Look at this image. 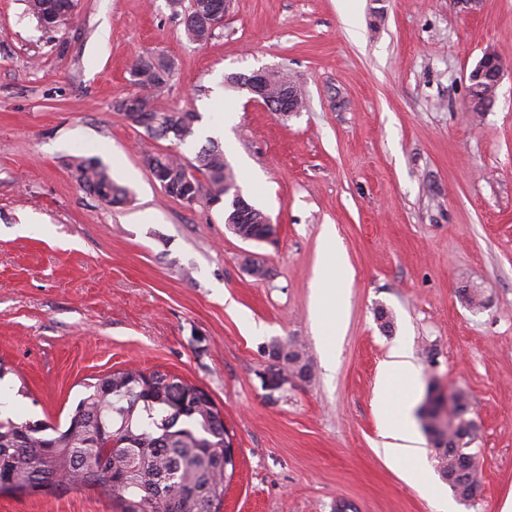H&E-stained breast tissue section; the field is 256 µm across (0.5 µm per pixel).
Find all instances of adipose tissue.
Here are the masks:
<instances>
[{
	"instance_id": "1",
	"label": "adipose tissue",
	"mask_w": 512,
	"mask_h": 512,
	"mask_svg": "<svg viewBox=\"0 0 512 512\" xmlns=\"http://www.w3.org/2000/svg\"><path fill=\"white\" fill-rule=\"evenodd\" d=\"M321 240L323 251L330 256L331 262L319 264L316 268L312 284L314 316L326 335L337 338L342 329L339 314L346 304L341 286L349 280L350 269L333 226H323ZM418 379V368L412 361L409 346L402 344L393 348L388 360L382 364L380 434L385 440L383 450L386 457L398 463L408 474L426 471L422 452L414 445L416 435L412 410Z\"/></svg>"
}]
</instances>
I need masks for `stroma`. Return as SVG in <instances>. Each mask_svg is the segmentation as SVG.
Masks as SVG:
<instances>
[{"mask_svg":"<svg viewBox=\"0 0 512 512\" xmlns=\"http://www.w3.org/2000/svg\"><path fill=\"white\" fill-rule=\"evenodd\" d=\"M190 0H79L46 29L0 0V415L66 424L85 383L159 370L206 390L236 467L221 512H435L381 450L380 366L407 343L416 406L460 390L482 489L455 512L512 500V68L484 112L468 74L512 65V0H232L189 42ZM177 70L156 111L196 113L186 145L148 136L114 104L139 55ZM285 68L306 110L284 117L225 78ZM244 196L275 227L233 234L217 206L168 196L142 149L193 160L208 128ZM130 192H86L71 156ZM334 225L352 270L341 341L319 335L312 282ZM252 253L270 269L242 267ZM483 289L487 305L461 291ZM392 325L383 327L378 310ZM301 348L303 380L273 346ZM0 512H117L101 489L0 494ZM495 66V69L493 70L491 76L493 77V87L494 95L491 96L492 99H494L496 90L501 82V79L505 73V71L508 70L509 65L507 62L500 57L496 52L493 50H486L484 51L482 57L476 64V66L470 71L468 75V79L470 82H476L478 79L481 78V76L484 75V73L491 67ZM477 77V79H475Z\"/></svg>","mask_w":512,"mask_h":512,"instance_id":"obj_1","label":"stroma"}]
</instances>
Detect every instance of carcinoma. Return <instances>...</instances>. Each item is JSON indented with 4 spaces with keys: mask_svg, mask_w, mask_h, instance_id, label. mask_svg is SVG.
<instances>
[{
    "mask_svg": "<svg viewBox=\"0 0 512 512\" xmlns=\"http://www.w3.org/2000/svg\"><path fill=\"white\" fill-rule=\"evenodd\" d=\"M27 13L45 28H56L72 19L68 5L76 0H25ZM135 84L146 102L164 90L175 72L173 58L140 55L135 61ZM269 96L293 86L295 104L304 105L301 88L286 71L274 73ZM155 129L160 139L166 128L183 121L176 111L156 112ZM142 154L156 163L154 172L168 184L167 194L180 198L189 189L194 200L216 202L236 176L217 142L200 147L190 164L182 156L145 149ZM77 182L102 202L125 203L129 191L118 185L108 168L95 157H75L70 164ZM199 172L187 185L188 174ZM265 213L254 212L250 223L234 225L240 238L264 235ZM300 375H310V365L295 348H277ZM167 374L118 369L86 384L81 398L61 426L42 423L34 430L28 423L0 418V494L24 495L51 482L52 490L98 487L106 491L120 512H220L228 470L235 469L225 456L230 437L224 418L210 397H192L176 414L163 381ZM458 432L443 430L431 437L441 460V477L456 498L472 500L482 480L475 454L469 452L473 437L454 446Z\"/></svg>",
    "mask_w": 512,
    "mask_h": 512,
    "instance_id": "obj_1",
    "label": "carcinoma"
}]
</instances>
